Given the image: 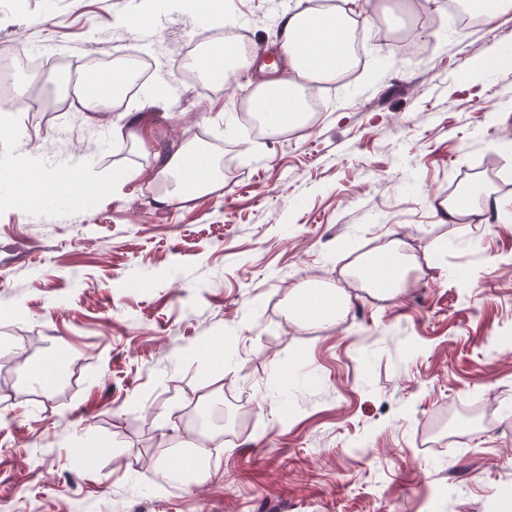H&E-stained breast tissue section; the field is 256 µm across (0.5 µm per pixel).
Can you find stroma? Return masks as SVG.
Listing matches in <instances>:
<instances>
[{
	"mask_svg": "<svg viewBox=\"0 0 512 512\" xmlns=\"http://www.w3.org/2000/svg\"><path fill=\"white\" fill-rule=\"evenodd\" d=\"M139 0H0V44L38 45L57 77L20 110L28 146L80 157L91 188L34 212L0 182V512H497L512 485V222L448 223L474 181L512 212V13L467 29L444 0H387L361 22L364 62L320 85L318 121L277 139L234 125L271 70L223 90L185 80L203 41L193 8L115 24ZM299 0H232L225 28L276 61ZM414 32L424 50L376 42ZM153 64L152 153L119 145L121 111L65 107L71 62ZM196 142L234 172L156 207L153 152ZM138 171L116 194L113 173ZM405 241L422 266L381 300L348 267ZM341 291L333 326H299L291 287ZM42 364L50 384L32 380ZM220 465L190 489L145 472L197 443Z\"/></svg>",
	"mask_w": 512,
	"mask_h": 512,
	"instance_id": "35a3bbf8",
	"label": "stroma"
}]
</instances>
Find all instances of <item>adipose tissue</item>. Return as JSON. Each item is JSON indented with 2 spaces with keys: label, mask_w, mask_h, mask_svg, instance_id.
I'll return each instance as SVG.
<instances>
[{
  "label": "adipose tissue",
  "mask_w": 512,
  "mask_h": 512,
  "mask_svg": "<svg viewBox=\"0 0 512 512\" xmlns=\"http://www.w3.org/2000/svg\"><path fill=\"white\" fill-rule=\"evenodd\" d=\"M353 8L322 10L314 6L294 8L280 19L278 53L286 72L283 76L256 85L252 109L261 117L264 128L272 135L303 127L304 87L334 81L351 55ZM250 57L238 54L234 36L220 35L209 40L194 61L200 76L223 84L248 71ZM125 81L123 71L101 74L94 87L78 99L87 112L99 113L115 108ZM0 122L11 125L14 139L10 145L4 173L20 177L22 189L17 199L24 208H34L39 195L46 191L84 190V176L79 162L67 160L48 166L31 150L22 148L26 137L21 119L11 111L0 112ZM155 179L162 191L155 196L157 206L185 203L223 187V175L216 157L187 142L174 151L155 155ZM418 260L408 254L403 240H391L386 251L360 260L349 273L362 280L366 291L392 299L405 288L410 271L419 269Z\"/></svg>",
  "instance_id": "ef3b65f1"
}]
</instances>
